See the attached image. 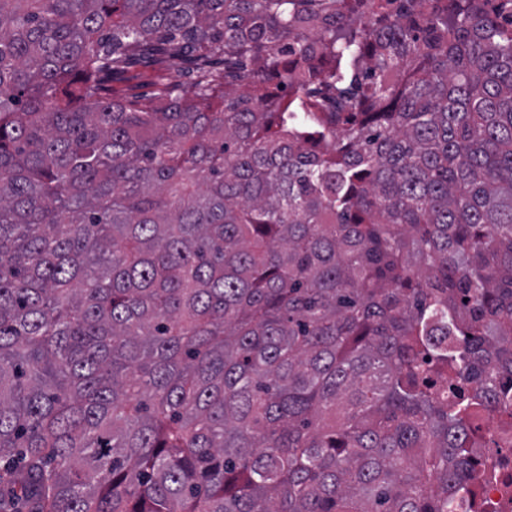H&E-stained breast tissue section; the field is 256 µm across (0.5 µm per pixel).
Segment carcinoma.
Returning <instances> with one entry per match:
<instances>
[{
    "label": "carcinoma",
    "mask_w": 512,
    "mask_h": 512,
    "mask_svg": "<svg viewBox=\"0 0 512 512\" xmlns=\"http://www.w3.org/2000/svg\"><path fill=\"white\" fill-rule=\"evenodd\" d=\"M492 402L512 20L0 0V512H452ZM424 367L428 369L424 383L432 385L431 389L437 391L440 400L445 404L451 405L455 403L459 399L461 389H466L470 386L469 384L449 383L448 376L447 380L443 376L441 377L438 368L431 360L427 361Z\"/></svg>",
    "instance_id": "1"
}]
</instances>
